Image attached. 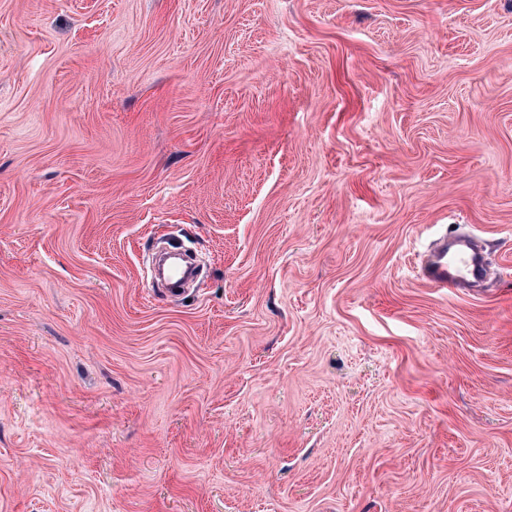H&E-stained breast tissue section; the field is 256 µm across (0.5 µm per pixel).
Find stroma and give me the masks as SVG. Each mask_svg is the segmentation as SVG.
Segmentation results:
<instances>
[{
    "instance_id": "obj_1",
    "label": "stroma",
    "mask_w": 512,
    "mask_h": 512,
    "mask_svg": "<svg viewBox=\"0 0 512 512\" xmlns=\"http://www.w3.org/2000/svg\"><path fill=\"white\" fill-rule=\"evenodd\" d=\"M0 512H512V0H0ZM486 256L481 242L470 235L445 234L422 261L424 281L454 292L472 288L485 277Z\"/></svg>"
}]
</instances>
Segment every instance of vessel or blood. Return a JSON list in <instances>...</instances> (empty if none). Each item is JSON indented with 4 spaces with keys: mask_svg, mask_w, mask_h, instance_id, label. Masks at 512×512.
<instances>
[{
    "mask_svg": "<svg viewBox=\"0 0 512 512\" xmlns=\"http://www.w3.org/2000/svg\"><path fill=\"white\" fill-rule=\"evenodd\" d=\"M422 277L435 288L460 291L485 277L486 256L481 242L470 235L442 236L422 261Z\"/></svg>",
    "mask_w": 512,
    "mask_h": 512,
    "instance_id": "vessel-or-blood-1",
    "label": "vessel or blood"
}]
</instances>
